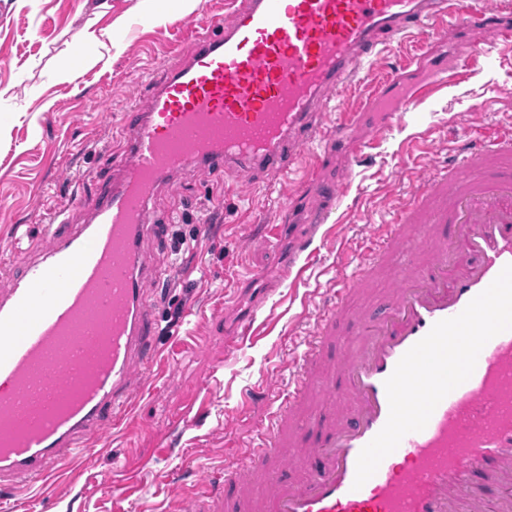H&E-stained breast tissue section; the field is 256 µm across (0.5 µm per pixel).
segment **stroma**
Returning a JSON list of instances; mask_svg holds the SVG:
<instances>
[{"mask_svg": "<svg viewBox=\"0 0 512 512\" xmlns=\"http://www.w3.org/2000/svg\"><path fill=\"white\" fill-rule=\"evenodd\" d=\"M142 0H0V50L10 62L0 67V288L8 287L32 239L43 230L50 209H66L70 223L61 234L79 230L88 215L73 205L74 195L92 199L109 178L106 154L114 147V127L124 112L145 104L147 86L165 74L168 57L191 49L193 14L176 0H157L163 24L145 22ZM95 36L94 54L76 50V41ZM486 52L467 79L419 106L406 130L383 131L380 100L374 99L381 66L360 72L348 93L371 98L361 118L346 131L350 141L373 139L375 156L350 171L345 154L326 158L322 180H350L348 200L359 214L343 229L354 255L364 253L369 227L390 220L415 195L420 177L445 172L450 141L471 133L479 122L502 125L512 114V48L490 45L470 11L452 21L446 34L430 40L402 82L427 80L434 65ZM481 115H473L475 104ZM432 131L431 153L407 171L397 163L407 133ZM224 174L191 171L159 192L151 215L166 227L163 238L147 237L142 253L164 273L162 291L151 296L154 341L161 354L155 388L135 390L119 427H103L87 441L77 476L66 474L27 492L17 512H121L116 489L127 491L150 512H161L182 487L225 466L238 467L256 443L272 411L288 394L292 364L306 347L305 328L289 329L301 295L285 278L288 259L318 216L335 224L348 201H331L296 176L256 179L242 172L236 189L221 195ZM213 221L210 237L194 254H174L171 232L198 231L202 216ZM274 218L280 226L266 244L258 224ZM276 316L274 326L233 352L224 341L246 319ZM268 387L266 408L233 418L245 390ZM203 413L200 425L181 428L182 413Z\"/></svg>", "mask_w": 512, "mask_h": 512, "instance_id": "stroma-1", "label": "stroma"}]
</instances>
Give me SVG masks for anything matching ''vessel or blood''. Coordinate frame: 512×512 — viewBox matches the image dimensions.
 I'll use <instances>...</instances> for the list:
<instances>
[{
	"mask_svg": "<svg viewBox=\"0 0 512 512\" xmlns=\"http://www.w3.org/2000/svg\"><path fill=\"white\" fill-rule=\"evenodd\" d=\"M460 0H230L224 18L195 32L192 52L175 58L146 106L124 114L112 178L89 203L75 234L31 242L22 273L0 290V505L20 480L78 473L84 432L115 423L138 380L158 357L147 302L158 272H147L138 242L151 235L150 204L190 170L247 169L280 176L303 168L316 178L325 151L366 161L373 141H346L354 120L338 93L364 65L408 34L437 35ZM512 0H484L490 39L512 45L497 24ZM454 69L386 100L384 128L470 74ZM422 134L399 146L408 168L428 152ZM320 238H302L288 264L289 287L307 285ZM360 276L337 254L335 288L317 312L288 400L256 445L249 473L225 469L188 496L182 512H224L234 486L245 512H512V330L491 338L472 375L446 395L425 428L403 437L361 488V450L389 416L385 382L433 325L460 314L512 264V124L465 138L444 175H430L417 201L373 225ZM393 284L379 314L349 305L379 267ZM345 340L347 352L329 348ZM326 408L304 430L299 409Z\"/></svg>",
	"mask_w": 512,
	"mask_h": 512,
	"instance_id": "obj_1",
	"label": "vessel or blood"
}]
</instances>
